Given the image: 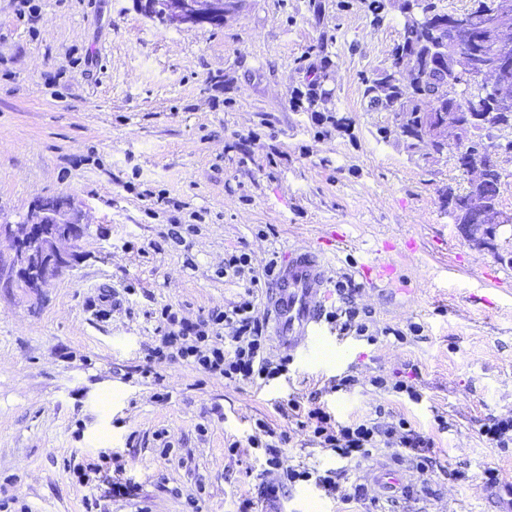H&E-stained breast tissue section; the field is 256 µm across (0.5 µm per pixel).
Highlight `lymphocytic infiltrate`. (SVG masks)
Listing matches in <instances>:
<instances>
[{
  "label": "lymphocytic infiltrate",
  "instance_id": "1",
  "mask_svg": "<svg viewBox=\"0 0 512 512\" xmlns=\"http://www.w3.org/2000/svg\"><path fill=\"white\" fill-rule=\"evenodd\" d=\"M225 273L241 279L245 289L239 301L224 309L213 311L206 321L190 325L178 320L169 308H162L160 318L164 325L161 344L151 351L152 357L180 359L206 372L222 376L225 382L241 380L253 384H268L287 376L292 360L290 357L271 358L269 338L256 310V298L263 288L259 277L254 275L251 259L247 254H230L224 260ZM336 293L342 301L340 307L328 312L329 321L336 323L341 334L367 338L368 327L359 309L352 301V288L347 283H337ZM286 411L301 417L302 427L310 429L322 447L331 449L343 459L361 460L372 456L375 448H403L418 459L421 467H428L431 441L412 430L406 420L384 423L376 419L350 424L336 422L324 404L302 405L299 398H289ZM256 435L248 444L263 448L270 470L276 471V479L262 482L263 497L274 500L283 488L298 482H313L315 487L333 494L339 491L338 475L334 471L313 474L286 464L281 446L286 438L282 435L261 439L267 431L264 421H257Z\"/></svg>",
  "mask_w": 512,
  "mask_h": 512
}]
</instances>
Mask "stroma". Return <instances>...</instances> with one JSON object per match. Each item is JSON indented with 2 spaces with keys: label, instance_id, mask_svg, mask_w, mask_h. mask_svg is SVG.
<instances>
[{
  "label": "stroma",
  "instance_id": "35a3bbf8",
  "mask_svg": "<svg viewBox=\"0 0 512 512\" xmlns=\"http://www.w3.org/2000/svg\"><path fill=\"white\" fill-rule=\"evenodd\" d=\"M35 3L31 21L21 0H0V221L59 196L88 230L40 300L0 283L7 512H85L91 496L97 512H235L244 499L255 512H512V447L481 434L512 417V224L496 250L472 247L441 206L462 179L452 159L409 156L389 114L364 111L360 76L388 60L399 11L378 23L365 0H322L318 16L309 0H241L221 24L166 29L137 0ZM322 42L333 98L306 112L297 61ZM291 245L333 253L329 277L352 282L377 343L324 323L322 346L262 387L147 359L161 308L196 323L243 295L228 254L260 273ZM345 376L354 386L335 391ZM378 376L413 383L421 401L376 388ZM290 396L342 423L378 407L406 418L437 464L398 448L340 460L278 411ZM259 419L287 433L288 464L346 471L360 497L299 482L260 499L262 450L227 449ZM116 459L130 496L71 471ZM380 462L405 470L404 495L363 489Z\"/></svg>",
  "mask_w": 512,
  "mask_h": 512
}]
</instances>
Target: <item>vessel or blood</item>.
I'll return each mask as SVG.
<instances>
[{
    "instance_id": "obj_1",
    "label": "vessel or blood",
    "mask_w": 512,
    "mask_h": 512,
    "mask_svg": "<svg viewBox=\"0 0 512 512\" xmlns=\"http://www.w3.org/2000/svg\"><path fill=\"white\" fill-rule=\"evenodd\" d=\"M328 285L324 253L288 247L268 309L274 320L277 344L290 356L308 355L316 343ZM367 479L386 492L403 484L401 471L386 465L371 468Z\"/></svg>"
}]
</instances>
